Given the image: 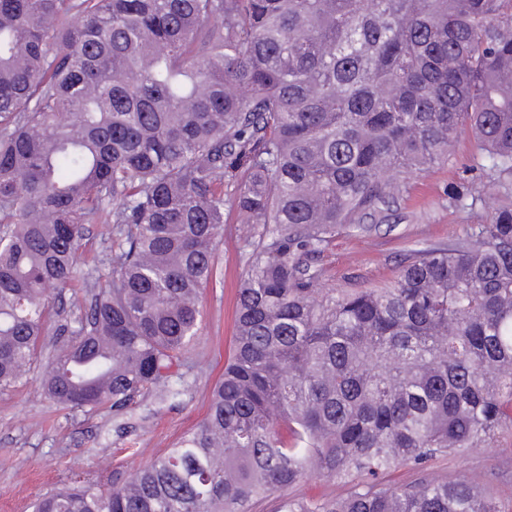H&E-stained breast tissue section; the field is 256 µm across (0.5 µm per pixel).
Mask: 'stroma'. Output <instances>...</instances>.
I'll return each instance as SVG.
<instances>
[{
    "label": "stroma",
    "instance_id": "obj_1",
    "mask_svg": "<svg viewBox=\"0 0 512 512\" xmlns=\"http://www.w3.org/2000/svg\"><path fill=\"white\" fill-rule=\"evenodd\" d=\"M470 182L487 196L496 193L492 179L477 167L474 141L465 133L454 142L447 165L403 182L384 219L362 233L337 231L318 259L324 285L381 284L396 274L411 248L464 238L472 225L487 222L490 209L462 212L448 201L450 187ZM110 230L107 224L90 225L79 259L83 272L111 271ZM257 230V225L242 223L236 212L224 215L216 251L222 281L203 292L201 334L190 351L184 390L177 398H141L128 412L70 410L44 395L37 369L26 383L0 391V512H32L37 496L78 478L121 484L203 417L209 390L223 374L231 351L244 252ZM425 476L465 479L510 504L512 446L470 448L438 457Z\"/></svg>",
    "mask_w": 512,
    "mask_h": 512
}]
</instances>
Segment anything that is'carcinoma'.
Listing matches in <instances>:
<instances>
[{
  "mask_svg": "<svg viewBox=\"0 0 512 512\" xmlns=\"http://www.w3.org/2000/svg\"><path fill=\"white\" fill-rule=\"evenodd\" d=\"M469 132L489 222L396 277L327 288L342 227ZM248 244L232 353L202 420L120 486L32 512H512L467 481L384 487L512 432V0H0V391L27 379L86 225L112 275L57 324L41 384L73 410L180 394L224 210ZM343 499L288 497L307 475Z\"/></svg>",
  "mask_w": 512,
  "mask_h": 512,
  "instance_id": "obj_1",
  "label": "carcinoma"
}]
</instances>
